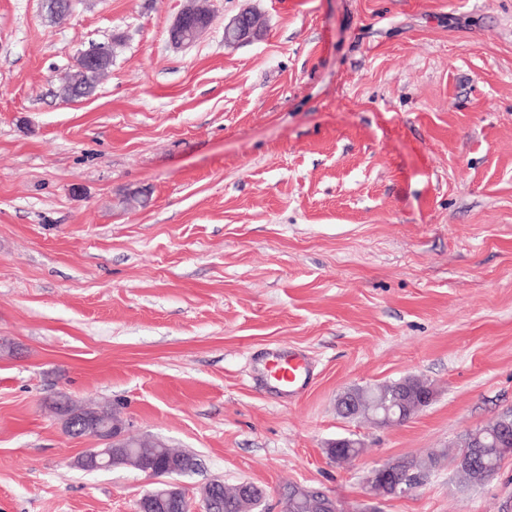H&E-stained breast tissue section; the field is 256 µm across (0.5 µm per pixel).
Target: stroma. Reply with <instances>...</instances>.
<instances>
[{
    "mask_svg": "<svg viewBox=\"0 0 512 512\" xmlns=\"http://www.w3.org/2000/svg\"><path fill=\"white\" fill-rule=\"evenodd\" d=\"M0 0V512H136L131 467L60 396L200 461L180 482L292 483L339 512H512V458L470 487L449 459L411 494L371 471L455 446L512 410V0ZM249 9L259 40L224 44ZM113 47L95 92L60 73ZM147 206L129 203L132 191ZM310 369L290 397L274 350ZM432 402L398 426L342 418L345 390L408 376ZM361 440L350 463L327 445ZM185 4L168 30V38L177 48L191 46L209 27L208 0H184ZM396 463H387L375 468L368 477L371 493L376 497H399L409 492L408 482L401 477Z\"/></svg>",
    "mask_w": 512,
    "mask_h": 512,
    "instance_id": "1",
    "label": "stroma"
}]
</instances>
